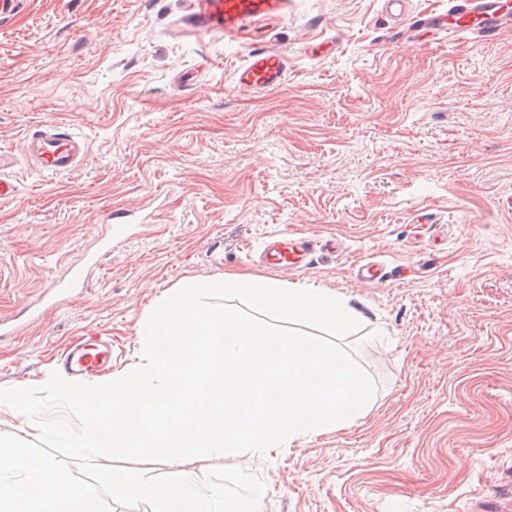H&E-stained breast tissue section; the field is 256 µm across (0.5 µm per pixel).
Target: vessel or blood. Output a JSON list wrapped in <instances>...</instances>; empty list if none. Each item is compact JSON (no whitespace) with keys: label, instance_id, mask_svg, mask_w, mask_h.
Instances as JSON below:
<instances>
[{"label":"vessel or blood","instance_id":"b4317fda","mask_svg":"<svg viewBox=\"0 0 512 512\" xmlns=\"http://www.w3.org/2000/svg\"><path fill=\"white\" fill-rule=\"evenodd\" d=\"M290 4L291 0H189L177 31L182 36L230 35L258 26L270 27L287 17ZM420 24L442 34L450 32L481 42L512 27V0H458L452 14L435 13L421 19ZM287 70L288 61L283 54L253 47L233 77L241 89L270 90L283 83ZM24 148L38 170L59 175L77 168L89 144L61 125L43 121L28 130ZM264 252L270 264L299 270L306 266L313 244L309 239L281 233L271 237ZM111 357L109 345L92 338L77 345L67 362L74 371L90 375L99 372Z\"/></svg>","mask_w":512,"mask_h":512}]
</instances>
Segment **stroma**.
Masks as SVG:
<instances>
[{
  "mask_svg": "<svg viewBox=\"0 0 512 512\" xmlns=\"http://www.w3.org/2000/svg\"><path fill=\"white\" fill-rule=\"evenodd\" d=\"M185 3L20 0L0 20V148L16 152L0 320L19 325L0 387L40 385L84 336L111 343L106 373L137 363L146 311L187 278L313 284L363 315L342 344L375 385L366 413L153 474L245 469L261 512H512V28L488 43L413 28L452 0H293L273 28L197 42L174 30ZM256 42L288 58L277 89L233 82ZM41 120L87 139L76 171L27 161ZM284 231L312 240L306 270L263 262ZM364 261L384 278H359ZM25 305L40 316L17 319ZM102 258H103L102 255L99 257L93 258V259L89 260V263L87 265L82 266L79 269H77L73 273V275H72L71 279L69 280V282L67 283V285L64 288H61L57 291H51L48 295V297H49L48 299L55 300L58 296L63 295L65 293H67L69 290L74 289L73 287H76V286L83 287L85 285V283L87 282V279L89 276V271L94 268H97L99 266V263L102 260Z\"/></svg>",
  "mask_w": 512,
  "mask_h": 512,
  "instance_id": "35a3bbf8",
  "label": "stroma"
}]
</instances>
